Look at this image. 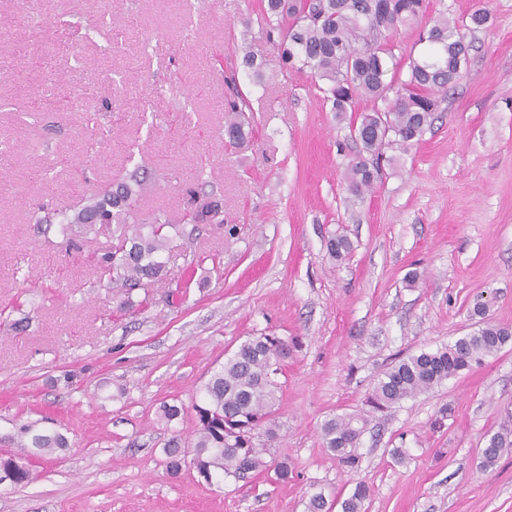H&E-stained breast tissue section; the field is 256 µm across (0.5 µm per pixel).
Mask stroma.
Returning <instances> with one entry per match:
<instances>
[{"label":"stroma","mask_w":512,"mask_h":512,"mask_svg":"<svg viewBox=\"0 0 512 512\" xmlns=\"http://www.w3.org/2000/svg\"><path fill=\"white\" fill-rule=\"evenodd\" d=\"M425 6L429 20L484 8L492 23L468 35L431 129L386 150L355 202L349 122L320 79L283 65L261 0H0V456L25 424L69 442L29 483L0 485V512H307L311 495L342 499L359 481L365 512H512V448L477 467L512 426V343L371 419L357 468L320 434L364 413L395 359L473 331L476 299L512 327V0ZM235 87L254 118L243 149L224 144ZM136 171L150 181L139 218L179 215L193 189L221 200L224 221L170 231L166 277L126 311L89 261L105 237L74 246L37 217ZM337 234L352 244L343 261L326 247ZM263 333L292 346L263 441L290 479L172 478L165 443L191 437L202 385ZM164 402L185 409L169 426ZM511 435L512 431L508 427H504L502 431L493 434L489 438L484 448H479L477 455L479 469L486 470L492 467L504 448L512 447Z\"/></svg>","instance_id":"stroma-1"}]
</instances>
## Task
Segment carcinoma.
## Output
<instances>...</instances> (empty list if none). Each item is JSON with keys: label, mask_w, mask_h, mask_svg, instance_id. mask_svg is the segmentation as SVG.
Segmentation results:
<instances>
[{"label": "carcinoma", "mask_w": 512, "mask_h": 512, "mask_svg": "<svg viewBox=\"0 0 512 512\" xmlns=\"http://www.w3.org/2000/svg\"><path fill=\"white\" fill-rule=\"evenodd\" d=\"M266 17L276 20L281 33V58L289 69L310 71L327 81L324 100L338 116L353 111L360 98L371 101L370 111L360 115L355 128L362 130L359 160L347 174V189L355 199L362 198L378 172L383 150L403 152L420 140L431 127L437 111L435 93L453 83L467 59L465 32L487 27L490 16L477 9L468 17L450 21L446 17L432 20L423 30L422 41L427 53L410 63L408 78L397 81L389 75L394 59L390 34L401 27L423 20L424 0H264ZM228 112L224 124L226 142L244 144L249 134L250 117L246 103L234 92L225 102ZM147 189V182L130 176L84 199L73 213H46L40 224H61L64 236L73 238L112 233L115 243L97 260L113 284L124 288L122 305L135 306L133 290L144 282L160 277L165 270L162 259L168 236L167 228L182 223L205 224L207 215L219 214V202L190 196L189 211L171 220L158 215L150 222L136 218L135 203ZM330 255L341 261L351 251L343 235L328 240ZM471 315L480 318L477 329L453 343L435 350H422L399 358L385 371L367 396L369 415H388L407 400L440 385L463 370L482 365L485 358L499 352L512 340V328L486 320V304L474 302ZM288 342L278 336L262 334L242 342L225 360L200 391L193 404L196 425L190 440L172 436L165 444L167 471L176 477L185 466L197 472L205 482L235 479L263 470L272 472L271 482H284L291 475L288 461L270 466L264 461L263 449L256 437L264 431L275 435V405L280 386L275 380L278 366L288 359ZM367 419L358 415L334 416L321 427L325 447L346 466L358 463L357 445ZM68 447L59 432H33L22 428L19 453L0 457V473L10 475L11 484L29 481L25 464L57 449ZM512 447V430L503 428L479 449L477 466L492 467L502 451ZM369 487L359 482L346 498L336 501L341 512H364Z\"/></svg>", "instance_id": "carcinoma-1"}]
</instances>
